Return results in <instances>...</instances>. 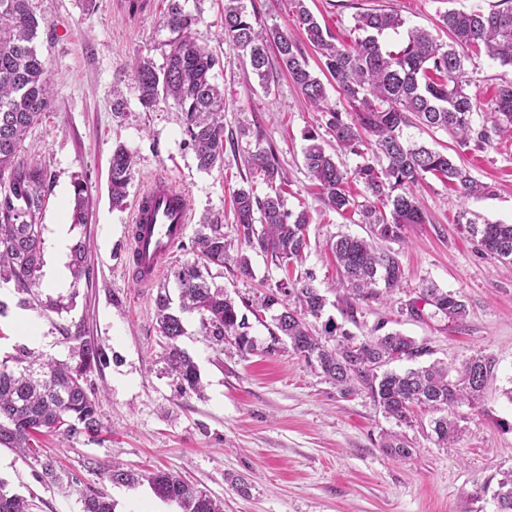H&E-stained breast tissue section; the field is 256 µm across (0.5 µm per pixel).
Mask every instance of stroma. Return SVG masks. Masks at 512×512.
Instances as JSON below:
<instances>
[{"instance_id": "35a3bbf8", "label": "stroma", "mask_w": 512, "mask_h": 512, "mask_svg": "<svg viewBox=\"0 0 512 512\" xmlns=\"http://www.w3.org/2000/svg\"><path fill=\"white\" fill-rule=\"evenodd\" d=\"M193 18L190 36L217 60L216 84L224 91V129L235 132L234 148L222 166L200 170L185 133L184 117L173 101L145 110L137 99L132 63L146 58L162 67L174 34L165 24L170 0H30L41 22L38 49L52 77L50 105L28 131L19 159L42 163L50 175V192L39 216L44 262L68 263L58 254L55 225L70 240L90 245L89 273L68 287L35 288L37 305L20 307L14 284L0 283V358L13 354L21 340L15 317L37 321L32 349L47 358L67 359L65 328L83 325L109 358L91 381L104 388L99 403L102 423L94 437L71 439L44 435L45 455L68 473V481L43 482L38 468L14 452L0 450V480L22 495L30 512H81L87 488L105 490L116 512H179L157 498L148 486L130 489L102 479L105 465L132 470L163 469L223 498L224 512H498L493 492L504 472L512 471V265L481 251L467 233V220L512 223V138L485 149L464 147L443 130L413 125L404 133L452 155L486 188L478 197L427 177L416 195L428 221L407 226L402 239L384 242L405 272L402 290L358 301L354 315L343 314L338 301L340 275L327 244L337 234L367 236L369 225L355 213L329 210L303 166L305 133L319 125L321 114L304 100L279 69L268 88L239 52L224 39V0H180ZM496 0H306L309 9L339 40L353 39L357 13L384 9L401 15L406 26L428 29L439 40L446 10L490 9ZM271 28L294 33L312 69L318 53L304 44L293 15L292 0H246ZM471 93L482 100L512 80V67L487 56L466 64ZM121 91L122 116L113 112V93ZM247 135H239L240 126ZM123 144L134 155L130 195L156 177L168 178L191 201L187 240L175 250L170 268L193 262L192 236L203 216L221 217L226 239H234V192L243 187L247 159L256 147L273 145L287 174L284 198L289 209L307 210L311 222L308 248L298 272H312L327 301L326 313L356 337L384 326L427 348L415 360L393 362L403 371L440 360L449 368L468 358H492L495 370L477 406L460 405L455 413L460 433L448 445L438 442L432 415L414 410L410 424L384 416L364 391L341 396L316 375L287 341L271 344L269 316L253 322L258 350L243 354L233 345L214 346L197 316L185 321L179 345L197 363L203 396L182 395L164 372L167 348L156 322V288L139 287L126 265V233L131 207L113 208L107 189L112 150ZM86 179L87 223L71 219L72 181ZM253 279L237 273L234 262L213 269V283L232 298H257L283 272L269 256L250 252ZM435 285L461 296V320L423 311L410 315L407 305L423 287ZM73 299L65 313L43 311L41 301ZM388 432L402 434L411 454L394 458L382 448ZM246 478L248 493L236 491L235 478Z\"/></svg>"}]
</instances>
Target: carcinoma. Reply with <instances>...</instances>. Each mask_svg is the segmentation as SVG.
<instances>
[{
  "mask_svg": "<svg viewBox=\"0 0 512 512\" xmlns=\"http://www.w3.org/2000/svg\"><path fill=\"white\" fill-rule=\"evenodd\" d=\"M293 2L296 22L321 55L351 111L328 105L324 84L311 71L298 43L290 34L266 27L257 12L247 10L244 0H224V38L241 52L261 85L268 83L269 51L275 49L279 67L324 114L325 132L357 155L361 146L370 147L372 158L350 173L326 154L319 132L313 129L305 134V167L327 208L339 215L357 212L361 222L371 227L367 239L340 234L331 244L348 290L343 299L345 312L352 317L354 301L402 286L399 260L378 248L376 241L398 239L405 226L425 223L414 188L426 176L448 181L463 197L485 191L469 170L451 156L409 140L404 128L416 121L449 132L463 146L472 143L482 149L499 137L512 138V81L500 86L486 104L469 91L472 79L465 69L466 61L482 53L512 66V0H499L487 11L447 10L440 15V23L449 42L440 43L428 30L413 27L396 49L383 43L387 32L404 25L394 12L356 14V36L345 43L322 27L305 0ZM165 22L178 36L171 41L162 68L145 59L133 64L138 100L150 110L163 99H173L183 112L198 168L210 171L224 161V92L212 76L216 59L187 34L192 18L179 0H172ZM40 25L29 0H0V280L14 282L17 291L28 295L40 279L43 239L38 218L49 179L41 164L17 167L15 158L28 129L47 110L51 98L49 71L35 45ZM485 108L490 117L475 123L473 115ZM134 167V155L124 146L112 151L108 172L112 207L124 206ZM247 169L250 178L262 180L268 192L262 198L251 187L235 193L238 241L270 256L275 266L287 271L303 260L310 215L287 208L285 175L272 145L256 149ZM353 180L363 186V204L351 195ZM87 220V184L76 178L72 223ZM467 231L482 251L512 263V224L471 222ZM230 247L221 219L205 217L192 241L196 259L173 272L178 304H173L166 287L159 288L155 297L159 332L168 340L164 361L182 393L202 392L198 366L178 345L186 334L184 315L198 316L204 336L216 347L224 348V341L231 339L239 351L249 353L257 341L240 307L255 313L276 306L272 344L267 349L274 350L284 336L341 395L365 389L384 414L400 424L409 423L414 407H428L441 412L433 420L438 441L445 444L456 436L453 408L464 402L477 403L492 376V359L472 357L454 378L440 363L401 373L384 371L382 367L391 362L425 355L426 347L398 332L357 341L330 318L322 332L314 331L309 319L322 318L326 299L311 272L295 280L286 276L268 288L260 301L244 299L237 305L224 289L212 287L208 280L211 267L224 266ZM88 251L89 243L82 239L70 248L69 267L76 279L89 273ZM420 301L433 307V314L452 320L466 312L461 297L434 286L423 289ZM64 339L70 344L68 361L45 360L23 346L0 360V447L35 459L41 475L50 479L54 478L51 463L39 460L32 447L36 436L77 438L101 430V393L88 377L103 365L105 352L79 326L66 331ZM104 478L129 488L146 484L158 498L177 504L180 512H224V500L169 471L133 472L113 465L105 469ZM494 498L499 512H512V473L498 483ZM115 508L101 489L90 488L82 495V512H115ZM0 512H28L26 500L7 491L2 480Z\"/></svg>",
  "mask_w": 512,
  "mask_h": 512,
  "instance_id": "cac0c4a2",
  "label": "carcinoma"
}]
</instances>
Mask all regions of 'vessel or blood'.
Returning a JSON list of instances; mask_svg holds the SVG:
<instances>
[{"instance_id": "b4317fda", "label": "vessel or blood", "mask_w": 512, "mask_h": 512, "mask_svg": "<svg viewBox=\"0 0 512 512\" xmlns=\"http://www.w3.org/2000/svg\"><path fill=\"white\" fill-rule=\"evenodd\" d=\"M190 221L187 194L167 178H154L135 197L128 247L139 287H151L160 279L169 257L183 242Z\"/></svg>"}]
</instances>
